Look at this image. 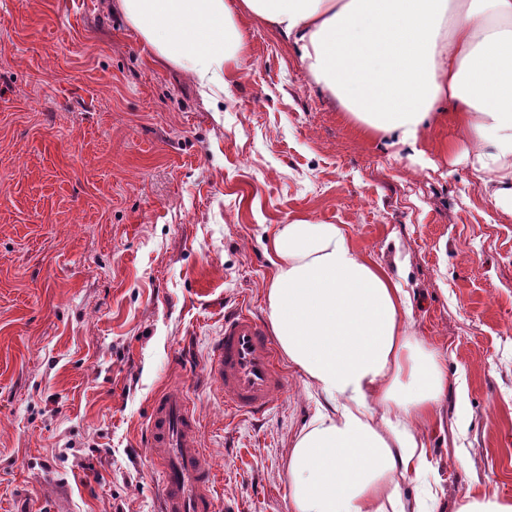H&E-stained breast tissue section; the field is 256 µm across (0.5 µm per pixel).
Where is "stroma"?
Returning a JSON list of instances; mask_svg holds the SVG:
<instances>
[{"label":"stroma","mask_w":512,"mask_h":512,"mask_svg":"<svg viewBox=\"0 0 512 512\" xmlns=\"http://www.w3.org/2000/svg\"><path fill=\"white\" fill-rule=\"evenodd\" d=\"M115 0H0V512H159L141 434L180 384L216 512H290L285 460L323 397L288 360L258 420L201 373L224 311L267 317L278 224L346 225L391 271L448 388L422 427L434 512L512 499V216L459 130L362 132L264 21L223 90L154 64Z\"/></svg>","instance_id":"35a3bbf8"}]
</instances>
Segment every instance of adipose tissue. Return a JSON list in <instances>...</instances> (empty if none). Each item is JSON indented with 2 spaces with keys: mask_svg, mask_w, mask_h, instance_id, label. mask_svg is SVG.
<instances>
[{
  "mask_svg": "<svg viewBox=\"0 0 512 512\" xmlns=\"http://www.w3.org/2000/svg\"><path fill=\"white\" fill-rule=\"evenodd\" d=\"M127 24L199 87H223L237 14L291 43L359 128L416 149L450 121L486 200L512 215V0H117ZM268 322L326 405L288 450L290 512H422L402 492L427 465L417 432L448 383L409 297L341 224L277 225Z\"/></svg>",
  "mask_w": 512,
  "mask_h": 512,
  "instance_id": "ef3b65f1",
  "label": "adipose tissue"
}]
</instances>
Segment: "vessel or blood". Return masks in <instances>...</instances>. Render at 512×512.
Instances as JSON below:
<instances>
[{
  "mask_svg": "<svg viewBox=\"0 0 512 512\" xmlns=\"http://www.w3.org/2000/svg\"><path fill=\"white\" fill-rule=\"evenodd\" d=\"M214 392L236 412L259 416L284 392L271 337L243 310L224 314V334L206 364ZM145 442L161 475L160 512H213L216 472L200 440V422L183 393L166 389L151 402Z\"/></svg>",
  "mask_w": 512,
  "mask_h": 512,
  "instance_id": "b4317fda",
  "label": "vessel or blood"
}]
</instances>
